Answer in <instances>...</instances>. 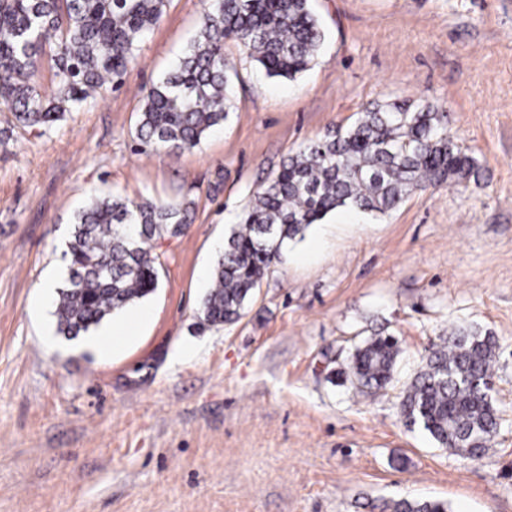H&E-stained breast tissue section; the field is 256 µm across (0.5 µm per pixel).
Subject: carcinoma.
I'll return each instance as SVG.
<instances>
[{
	"instance_id": "cac0c4a2",
	"label": "carcinoma",
	"mask_w": 512,
	"mask_h": 512,
	"mask_svg": "<svg viewBox=\"0 0 512 512\" xmlns=\"http://www.w3.org/2000/svg\"><path fill=\"white\" fill-rule=\"evenodd\" d=\"M310 0H212L179 63L145 97L138 138L171 150L197 146L224 123L229 64L224 45L238 43L271 77L306 71L324 40ZM165 0H0V112L23 129H49L74 104L122 80L135 51L163 14ZM55 90L41 91L45 62ZM475 159L448 133V113L430 104L374 103L346 128L306 144L284 160L250 198L240 224L224 238L213 288L203 301L207 325L237 321L285 242L339 208L385 215L412 192L453 179H478ZM181 203L96 197L75 217L66 256L70 275L56 307L58 330L89 333L113 311L153 293L159 282L155 242L183 232ZM491 337L452 331L406 388V424L440 448L479 456L500 418L487 383ZM399 346L392 336L366 338L349 369L363 392L392 381ZM380 512H448V503L401 498Z\"/></svg>"
}]
</instances>
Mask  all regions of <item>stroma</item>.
I'll return each mask as SVG.
<instances>
[{"mask_svg":"<svg viewBox=\"0 0 512 512\" xmlns=\"http://www.w3.org/2000/svg\"><path fill=\"white\" fill-rule=\"evenodd\" d=\"M209 0H167L121 83L45 134L0 112V512H373L385 499L512 512V0H311L326 39L296 79L235 43L224 124L195 148L136 136ZM431 103L481 168L371 217L340 209L288 241L241 318L201 324L218 245L261 177L372 102ZM114 193L189 204L156 242L152 320L113 357L57 332L40 284L68 278L75 216ZM493 337L500 431L436 447L402 389L451 329ZM394 336L392 385L348 373Z\"/></svg>","mask_w":512,"mask_h":512,"instance_id":"35a3bbf8","label":"stroma"}]
</instances>
